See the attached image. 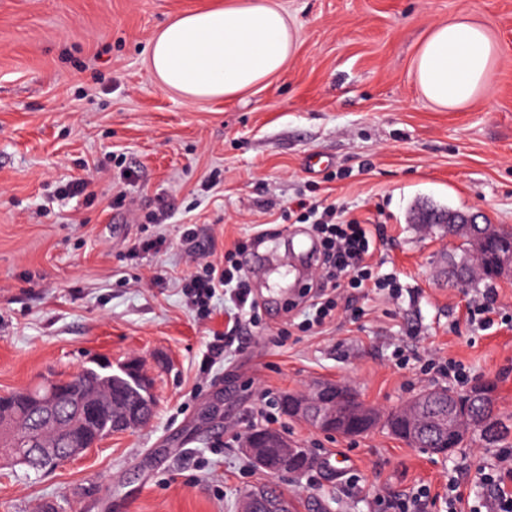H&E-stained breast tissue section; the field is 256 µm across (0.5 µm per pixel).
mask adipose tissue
<instances>
[{
  "instance_id": "ef3b65f1",
  "label": "adipose tissue",
  "mask_w": 512,
  "mask_h": 512,
  "mask_svg": "<svg viewBox=\"0 0 512 512\" xmlns=\"http://www.w3.org/2000/svg\"><path fill=\"white\" fill-rule=\"evenodd\" d=\"M296 51V29L276 0H228L174 18L153 38L148 65L188 101L233 99L282 74ZM497 52L479 21L435 23L414 57V81L437 108L466 110L490 91Z\"/></svg>"
}]
</instances>
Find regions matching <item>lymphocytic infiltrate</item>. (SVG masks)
Returning a JSON list of instances; mask_svg holds the SVG:
<instances>
[{
	"label": "lymphocytic infiltrate",
	"instance_id": "obj_1",
	"mask_svg": "<svg viewBox=\"0 0 512 512\" xmlns=\"http://www.w3.org/2000/svg\"><path fill=\"white\" fill-rule=\"evenodd\" d=\"M297 208L300 222L308 224L319 245L312 316L306 321L307 327H321L331 319L338 292L344 287L354 291L371 288L392 299L401 297L403 285L398 274L381 271L370 262L373 231L369 224L342 219L335 206H323L316 201H299ZM248 247V242L238 241L225 250L223 260L216 262L194 257L197 269L183 280L185 294L199 317L210 315L217 296L228 295L231 301L226 310L229 326L218 343L209 348L213 358L232 346L244 315L255 314L259 308L243 280L240 256ZM479 481L490 488L491 494L467 507L463 504L460 482L457 477H449L448 512H512V448L499 449L496 464L483 469Z\"/></svg>",
	"mask_w": 512,
	"mask_h": 512
}]
</instances>
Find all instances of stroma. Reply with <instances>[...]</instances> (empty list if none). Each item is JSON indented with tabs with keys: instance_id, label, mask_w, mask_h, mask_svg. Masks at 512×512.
Segmentation results:
<instances>
[{
	"instance_id": "1",
	"label": "stroma",
	"mask_w": 512,
	"mask_h": 512,
	"mask_svg": "<svg viewBox=\"0 0 512 512\" xmlns=\"http://www.w3.org/2000/svg\"><path fill=\"white\" fill-rule=\"evenodd\" d=\"M219 0H0V395L78 371L138 360L157 400L153 420L34 474L0 455V512H238L250 489L279 486L296 512H375L428 485L443 512L448 477L474 483L496 451L473 442L431 457L378 427L327 434L279 415L272 428L309 449L311 475L270 477L240 450L266 402L318 381L349 383L364 402L400 408L428 387L436 356L497 381L512 414V279L495 281L499 315L466 319L489 286H453L448 233L418 223L427 207L478 212L512 227V0H279L297 29L287 69L234 100L190 102L150 73L151 40L178 14ZM469 15L498 47L489 94L443 112L411 74L429 27ZM325 161L311 170L308 160ZM95 176L96 198L59 199ZM321 201L382 227L374 260L407 292L360 299L322 332L269 302L300 288L288 245L298 200ZM195 225L188 247L179 227ZM282 227L265 266L248 273L262 303L231 348L207 363L225 301L197 320L180 283L190 249L218 261L260 225ZM165 231L166 254L132 255ZM405 349L407 367L392 361Z\"/></svg>"
}]
</instances>
